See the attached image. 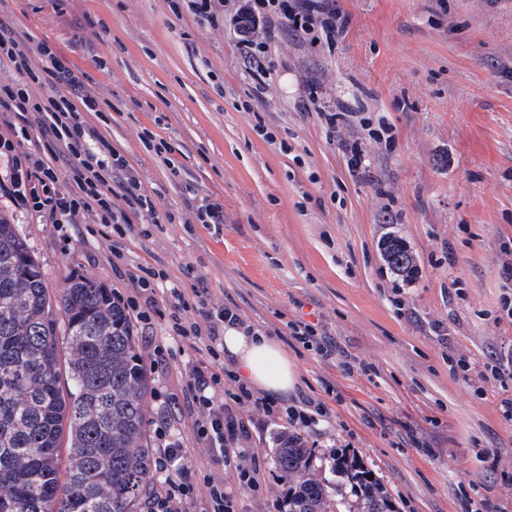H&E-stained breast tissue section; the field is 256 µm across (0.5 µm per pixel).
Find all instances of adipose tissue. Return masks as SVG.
I'll return each mask as SVG.
<instances>
[{"label": "adipose tissue", "mask_w": 512, "mask_h": 512, "mask_svg": "<svg viewBox=\"0 0 512 512\" xmlns=\"http://www.w3.org/2000/svg\"><path fill=\"white\" fill-rule=\"evenodd\" d=\"M224 350L237 361L246 381L272 395H284L298 384L296 366L274 338L263 333L245 335L240 329H224Z\"/></svg>", "instance_id": "adipose-tissue-1"}]
</instances>
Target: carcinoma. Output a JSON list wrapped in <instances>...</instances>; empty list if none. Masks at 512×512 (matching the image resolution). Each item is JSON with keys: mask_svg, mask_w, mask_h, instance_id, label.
<instances>
[{"mask_svg": "<svg viewBox=\"0 0 512 512\" xmlns=\"http://www.w3.org/2000/svg\"><path fill=\"white\" fill-rule=\"evenodd\" d=\"M380 253L396 273L414 265L398 237L385 238ZM152 390L131 322L107 288L81 275L52 298L27 241L0 217V512H135L146 504L156 466ZM313 457L301 437L280 438L288 512H341ZM333 469L360 488L361 508L348 512H394L361 461L338 454Z\"/></svg>", "mask_w": 512, "mask_h": 512, "instance_id": "carcinoma-1", "label": "carcinoma"}]
</instances>
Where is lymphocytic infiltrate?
<instances>
[{
    "label": "lymphocytic infiltrate",
    "instance_id": "obj_1",
    "mask_svg": "<svg viewBox=\"0 0 512 512\" xmlns=\"http://www.w3.org/2000/svg\"><path fill=\"white\" fill-rule=\"evenodd\" d=\"M188 10L199 22L218 26L230 21L241 29L239 47L255 82L256 94L271 86L269 54L281 29L295 33L303 44L316 48L333 45L347 25L335 0H246L226 7L224 0H188ZM14 69L13 82H0V116L10 113L14 122L0 133V195L20 210L38 213L49 224H79L86 214L110 227L124 239L137 236L144 224H204L221 226L223 209L217 203H187L185 211L159 214L155 199L140 175L111 143L84 118L98 112L100 94L86 85L46 41L28 43L20 38L9 18L0 17V66ZM42 95H35V88ZM36 141L33 153L21 152L27 141ZM133 287L125 301L142 330H149L155 316L168 311V333L201 357L186 371L181 400L170 402L155 430L159 441L156 469L176 471V480L162 481L148 500L149 512H187V503L206 495L209 512H234L236 492L260 487V460L243 447L251 437L246 417L261 411L275 416L272 401L238 379L224 363V329L235 326L246 335L254 328L241 317L236 305L213 302L204 277H197L192 292L178 287L167 291V305L156 298L165 272L139 264L121 270ZM292 337L326 358L341 357L346 372L356 363L344 357L323 325L289 323ZM192 418L196 441L218 466L215 474L197 476L187 465L182 442L174 437L173 422Z\"/></svg>",
    "mask_w": 512,
    "mask_h": 512
}]
</instances>
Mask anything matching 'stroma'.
<instances>
[{
    "instance_id": "obj_1",
    "label": "stroma",
    "mask_w": 512,
    "mask_h": 512,
    "mask_svg": "<svg viewBox=\"0 0 512 512\" xmlns=\"http://www.w3.org/2000/svg\"><path fill=\"white\" fill-rule=\"evenodd\" d=\"M15 29L46 40L112 105L88 122L154 191L159 212L192 196L224 205L221 233L164 224L124 241L123 261L166 270L190 289L204 276L213 301L236 304L270 332L299 374L298 391L325 401L331 419L304 436L320 478L351 506L331 468L352 448L396 512H466L490 497L512 512V490L484 460L498 451L512 472V423L498 413L500 385L485 364L512 349L503 318V265H512V0H336L348 24L334 51L283 32L272 52L274 91L254 83L231 25L212 28L169 0H6ZM104 67H97L96 59ZM324 105L386 117L393 141L364 142L370 169L352 174L338 135L304 110L311 83ZM149 129L170 150V173L138 138ZM41 264L51 294L91 275L129 296L112 268V241L93 219L70 239L0 198ZM402 238L419 274L401 285L378 243ZM321 321L370 372L346 373L304 349L286 328ZM154 319L137 351L152 367L149 420L179 393L197 352L174 351ZM284 422L256 415L265 492L236 512H275L286 488L275 462Z\"/></svg>"
}]
</instances>
